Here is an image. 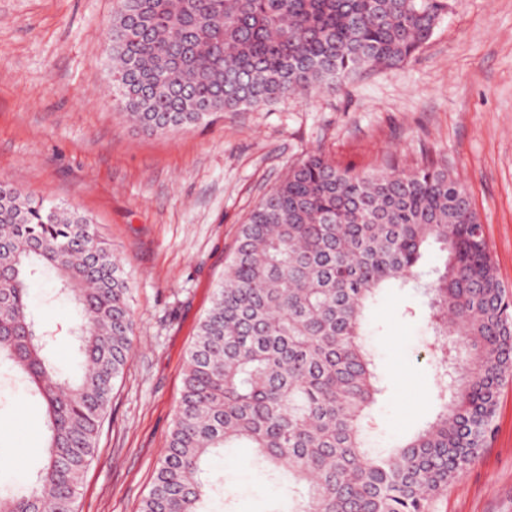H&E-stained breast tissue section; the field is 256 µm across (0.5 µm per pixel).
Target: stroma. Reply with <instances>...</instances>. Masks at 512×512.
<instances>
[{
  "label": "stroma",
  "mask_w": 512,
  "mask_h": 512,
  "mask_svg": "<svg viewBox=\"0 0 512 512\" xmlns=\"http://www.w3.org/2000/svg\"><path fill=\"white\" fill-rule=\"evenodd\" d=\"M114 0H0V177L78 209L129 274L133 350L117 380L77 512H137L165 454L187 353L249 212L290 166L321 151L357 171L434 161L468 188L497 275L512 290V0H453L401 66L366 70L334 92L225 113L166 135L118 107L104 37ZM37 279L31 307L76 368L75 312ZM426 296L385 289L366 311L383 391L366 430L392 447L430 420L433 368ZM43 409L0 366V474L40 466ZM247 448L211 467L233 512H286L287 482L251 468ZM435 512H512V381L495 434Z\"/></svg>",
  "instance_id": "obj_1"
}]
</instances>
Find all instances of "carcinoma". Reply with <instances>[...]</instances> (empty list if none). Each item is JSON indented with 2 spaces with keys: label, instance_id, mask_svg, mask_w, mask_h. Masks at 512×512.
<instances>
[{
  "label": "carcinoma",
  "instance_id": "1",
  "mask_svg": "<svg viewBox=\"0 0 512 512\" xmlns=\"http://www.w3.org/2000/svg\"><path fill=\"white\" fill-rule=\"evenodd\" d=\"M106 32L118 105L164 135L299 90L334 91L362 69L394 68L433 34L448 0H120ZM426 284L440 353L439 411L374 453L364 421L381 393L364 311L388 284ZM50 273L73 303L80 371L50 352L29 304ZM129 276L91 217L0 179V362L44 408L43 463L0 484V512H76L115 380L132 352ZM512 376V297L479 215L446 166L355 172L311 154L250 212L201 319L165 455L138 512H213L228 448L253 449L270 480L288 473L286 512H431L479 459Z\"/></svg>",
  "mask_w": 512,
  "mask_h": 512
}]
</instances>
